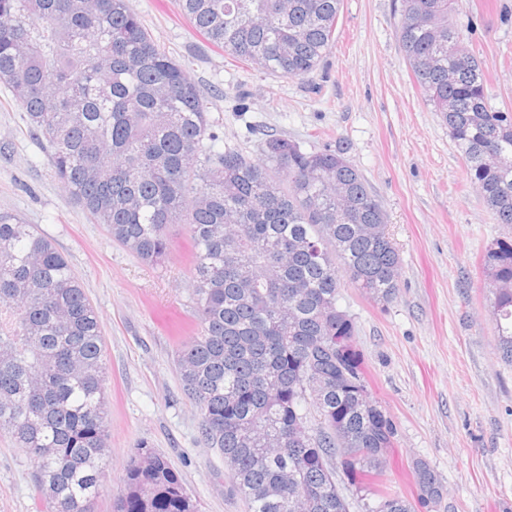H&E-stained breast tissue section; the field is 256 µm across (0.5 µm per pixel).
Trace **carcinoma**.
Listing matches in <instances>:
<instances>
[{
	"mask_svg": "<svg viewBox=\"0 0 512 512\" xmlns=\"http://www.w3.org/2000/svg\"><path fill=\"white\" fill-rule=\"evenodd\" d=\"M342 0H182L192 29L280 78L314 73ZM459 0H402L399 38L496 223L512 226V112L488 104L483 69L458 51ZM0 83L26 113L72 200L142 262L163 263L169 227L194 248L193 340L178 351L185 395L204 412L249 512H416L443 486L413 463L414 501L380 487L395 428L385 408L336 385L364 374L341 279L381 306L400 288L387 214L344 148L284 137L265 160L215 148L199 90L129 0H0ZM480 265L502 361L512 365V239ZM0 435L36 463L47 512H91L109 429L97 309L68 260L30 224L0 214ZM113 512H198L160 454L131 458Z\"/></svg>",
	"mask_w": 512,
	"mask_h": 512,
	"instance_id": "cac0c4a2",
	"label": "carcinoma"
}]
</instances>
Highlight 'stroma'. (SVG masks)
<instances>
[{
  "label": "stroma",
  "instance_id": "obj_1",
  "mask_svg": "<svg viewBox=\"0 0 512 512\" xmlns=\"http://www.w3.org/2000/svg\"><path fill=\"white\" fill-rule=\"evenodd\" d=\"M157 43L196 83L217 148L263 155L267 137L307 151L342 146L387 213L402 261L400 293L381 306L350 282L368 389L395 425L388 478L416 495L414 461L444 486L418 512H512V366L499 357L485 249L511 237L495 223L438 112L415 84L399 40L400 0H342L336 41L305 78H277L212 48L180 0H130ZM481 60L489 104L512 112V0H461L452 16ZM0 85V213L35 225L64 254L97 308L105 338L110 448L94 512H112L130 459L164 455L198 512H247L224 458L201 436L176 351L197 332L189 225L170 228L161 265L141 262L90 223L53 174L24 112ZM34 461L0 436V512H42Z\"/></svg>",
  "mask_w": 512,
  "mask_h": 512
}]
</instances>
